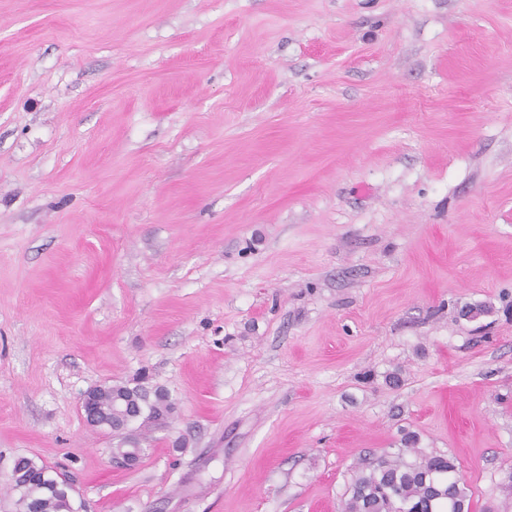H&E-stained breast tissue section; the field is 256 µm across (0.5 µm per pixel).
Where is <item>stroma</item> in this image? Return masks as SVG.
<instances>
[{
	"label": "stroma",
	"mask_w": 512,
	"mask_h": 512,
	"mask_svg": "<svg viewBox=\"0 0 512 512\" xmlns=\"http://www.w3.org/2000/svg\"><path fill=\"white\" fill-rule=\"evenodd\" d=\"M407 432L512 512V0H0V512H341ZM123 405H133L134 408L138 406L143 411L137 430L145 440L149 433L166 426L175 409L174 403L163 390L156 388L152 392L141 385L130 387L116 384L112 386V394L104 392L99 397L100 409L106 417L111 415L112 408V424L115 426H120L125 419ZM145 410L147 412L144 416ZM15 472L24 471L21 476L12 474V486L18 492V511L33 512H71L70 487L58 484L55 476L44 472L43 468L32 460L21 458L15 463Z\"/></svg>",
	"instance_id": "1"
}]
</instances>
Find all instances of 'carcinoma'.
Masks as SVG:
<instances>
[{"mask_svg": "<svg viewBox=\"0 0 512 512\" xmlns=\"http://www.w3.org/2000/svg\"><path fill=\"white\" fill-rule=\"evenodd\" d=\"M146 412L138 431L143 436L166 426L174 403L161 389L116 384L99 397V406L112 424L125 419L123 406ZM417 437L405 434L402 448L393 455L364 458L354 471L343 503V512H470L464 481L454 461L444 454L428 453L417 447ZM20 476L12 477L19 500L29 502L34 512H70V487L43 471L32 460L15 463Z\"/></svg>", "mask_w": 512, "mask_h": 512, "instance_id": "1", "label": "carcinoma"}]
</instances>
